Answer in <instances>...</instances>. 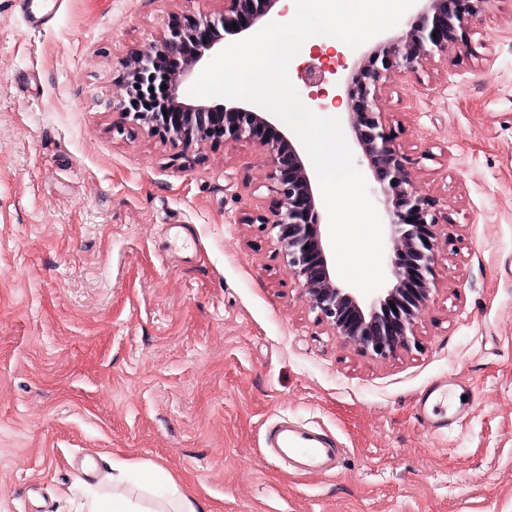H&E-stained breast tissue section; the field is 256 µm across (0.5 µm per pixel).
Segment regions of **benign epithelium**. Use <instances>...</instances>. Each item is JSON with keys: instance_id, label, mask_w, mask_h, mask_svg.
I'll use <instances>...</instances> for the list:
<instances>
[{"instance_id": "1", "label": "benign epithelium", "mask_w": 512, "mask_h": 512, "mask_svg": "<svg viewBox=\"0 0 512 512\" xmlns=\"http://www.w3.org/2000/svg\"><path fill=\"white\" fill-rule=\"evenodd\" d=\"M416 15L396 35L362 53L339 82L336 106H346L353 146L364 159L383 211L389 241V287L362 298L336 279L321 226L319 188L301 143L279 119L255 105L224 100L207 104L183 97L181 86L223 45L244 39L285 15L280 0H224V15L168 25L161 41L125 63L122 106L126 114L175 145H217L258 140L266 160V180L274 204L249 219L274 233L283 259L301 288L309 312L361 351L386 358L410 346L417 319L430 297L441 246L440 201L414 184L410 159L394 143L382 121L381 91L392 72H415L472 35V23L490 0H417ZM308 86L324 76L314 61L299 69ZM166 85L164 94L158 87Z\"/></svg>"}]
</instances>
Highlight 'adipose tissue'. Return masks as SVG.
Here are the masks:
<instances>
[{"instance_id":"1","label":"adipose tissue","mask_w":512,"mask_h":512,"mask_svg":"<svg viewBox=\"0 0 512 512\" xmlns=\"http://www.w3.org/2000/svg\"><path fill=\"white\" fill-rule=\"evenodd\" d=\"M139 479L143 501L116 496L106 499L95 492L85 493L77 512H207L205 506L192 496L182 492L172 481L150 473L137 461H122L115 465L113 487H121L131 479Z\"/></svg>"}]
</instances>
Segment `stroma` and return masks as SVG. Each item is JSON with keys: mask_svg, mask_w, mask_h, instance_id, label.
Masks as SVG:
<instances>
[{"mask_svg": "<svg viewBox=\"0 0 512 512\" xmlns=\"http://www.w3.org/2000/svg\"><path fill=\"white\" fill-rule=\"evenodd\" d=\"M224 0H0V512H76L112 463L166 470L211 512H512V0L469 45L386 86L439 198L415 342L380 359L316 322L273 235L257 143L184 149L119 105L124 62ZM473 400L443 433L425 387ZM341 443L334 472L270 462L266 424ZM18 12L32 28L46 24L52 15L57 0H13ZM446 392L441 390L439 384H433L424 390L417 399L418 419L429 428L436 431H448L469 413V407L460 404L452 412L445 415L439 410L441 400L445 399ZM437 401H439L437 403Z\"/></svg>", "mask_w": 512, "mask_h": 512, "instance_id": "obj_1", "label": "stroma"}]
</instances>
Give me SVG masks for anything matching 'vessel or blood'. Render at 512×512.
I'll list each match as a JSON object with an SVG mask.
<instances>
[{
	"label": "vessel or blood",
	"instance_id": "vessel-or-blood-1",
	"mask_svg": "<svg viewBox=\"0 0 512 512\" xmlns=\"http://www.w3.org/2000/svg\"><path fill=\"white\" fill-rule=\"evenodd\" d=\"M16 8L30 27L46 24L57 0H14ZM446 393L434 384L424 390L417 399V416L429 428L445 431L456 425L469 412L466 405H459L450 413H442L440 400ZM263 446L273 462H287L297 475L327 472L335 468L339 454V441L327 432L309 424L279 419L265 426Z\"/></svg>",
	"mask_w": 512,
	"mask_h": 512
}]
</instances>
